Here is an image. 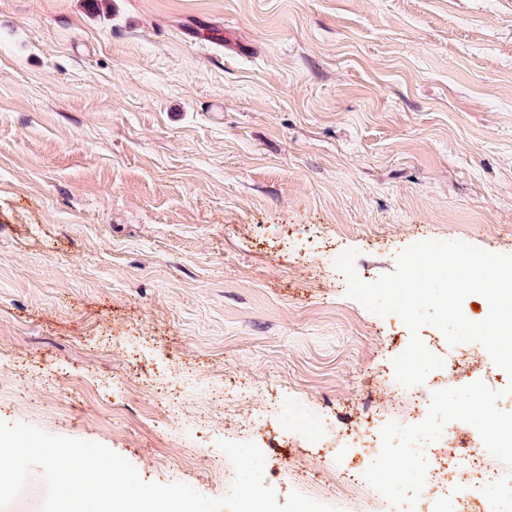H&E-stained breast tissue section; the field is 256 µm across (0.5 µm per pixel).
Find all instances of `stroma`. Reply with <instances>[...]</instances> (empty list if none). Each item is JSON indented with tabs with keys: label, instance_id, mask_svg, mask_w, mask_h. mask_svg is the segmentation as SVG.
<instances>
[{
	"label": "stroma",
	"instance_id": "stroma-1",
	"mask_svg": "<svg viewBox=\"0 0 512 512\" xmlns=\"http://www.w3.org/2000/svg\"><path fill=\"white\" fill-rule=\"evenodd\" d=\"M424 240L512 254V0H0V421L210 498L259 435L278 501L407 512L329 446L413 412L335 260Z\"/></svg>",
	"mask_w": 512,
	"mask_h": 512
}]
</instances>
